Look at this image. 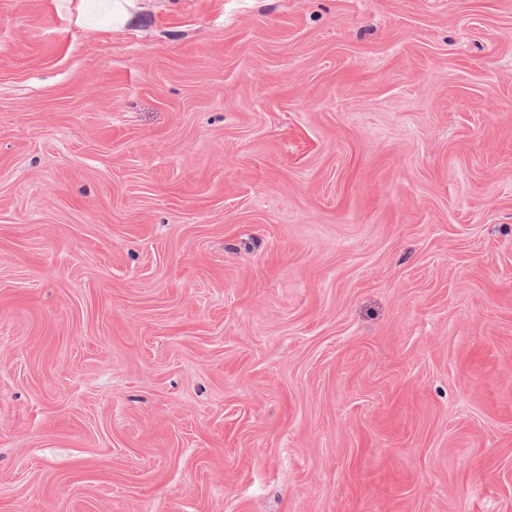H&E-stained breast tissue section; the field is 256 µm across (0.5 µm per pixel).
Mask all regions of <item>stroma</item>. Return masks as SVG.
Listing matches in <instances>:
<instances>
[{
    "label": "stroma",
    "mask_w": 512,
    "mask_h": 512,
    "mask_svg": "<svg viewBox=\"0 0 512 512\" xmlns=\"http://www.w3.org/2000/svg\"><path fill=\"white\" fill-rule=\"evenodd\" d=\"M0 512H512V0H0Z\"/></svg>",
    "instance_id": "obj_1"
}]
</instances>
